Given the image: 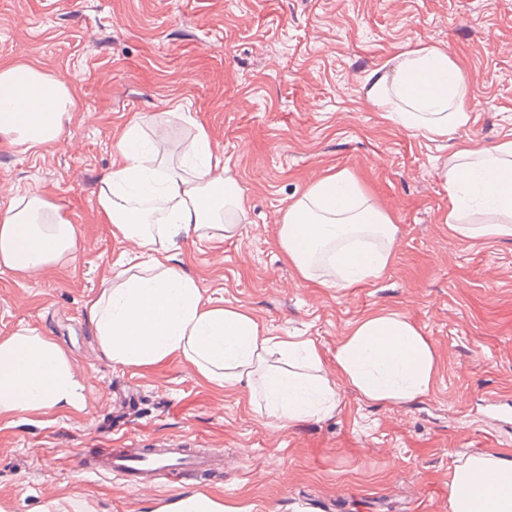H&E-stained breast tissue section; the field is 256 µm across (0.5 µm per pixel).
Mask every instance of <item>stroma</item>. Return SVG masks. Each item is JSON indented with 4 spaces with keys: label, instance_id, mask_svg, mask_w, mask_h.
I'll list each match as a JSON object with an SVG mask.
<instances>
[{
    "label": "stroma",
    "instance_id": "stroma-1",
    "mask_svg": "<svg viewBox=\"0 0 512 512\" xmlns=\"http://www.w3.org/2000/svg\"><path fill=\"white\" fill-rule=\"evenodd\" d=\"M421 42L446 49L469 89V127L434 140L362 88ZM0 63L32 64L74 96L63 147L0 140V211L39 194L80 240L61 264L0 269V340L21 327L50 337L84 392L79 410L0 413V512H166L193 492L239 512H449L453 461L512 451V239L459 237L441 176L464 141L512 139V0H0ZM136 119L149 134L171 120L186 143L202 124L243 190L239 237L169 246L205 301L244 310L267 335L312 340L331 377L357 322L399 313L434 350L431 391L378 403L341 381L329 414L280 423L262 394L216 386L180 357L106 358L88 308L132 247L103 223L98 194ZM342 170L397 235L380 277L339 288L302 278L277 230L310 184ZM131 437L224 456L218 470L137 490L78 469Z\"/></svg>",
    "mask_w": 512,
    "mask_h": 512
}]
</instances>
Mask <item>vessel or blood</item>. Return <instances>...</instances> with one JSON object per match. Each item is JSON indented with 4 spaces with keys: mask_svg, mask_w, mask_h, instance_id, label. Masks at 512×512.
<instances>
[{
    "mask_svg": "<svg viewBox=\"0 0 512 512\" xmlns=\"http://www.w3.org/2000/svg\"><path fill=\"white\" fill-rule=\"evenodd\" d=\"M220 449L198 450L182 444L159 441L153 447L142 448L137 443L122 448H98L81 460L82 470L100 476L121 479L134 489L143 482L153 480L161 472L202 473L220 459Z\"/></svg>",
    "mask_w": 512,
    "mask_h": 512,
    "instance_id": "vessel-or-blood-1",
    "label": "vessel or blood"
}]
</instances>
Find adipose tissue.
Returning <instances> with one entry per match:
<instances>
[{"mask_svg": "<svg viewBox=\"0 0 512 512\" xmlns=\"http://www.w3.org/2000/svg\"><path fill=\"white\" fill-rule=\"evenodd\" d=\"M369 101L404 129L434 139L466 129L468 89L447 52L432 44L400 52L393 67L364 80ZM71 89L26 64H0V137L24 149L59 147L70 120ZM119 161L101 180L99 210L115 236L132 242L111 283L88 313L103 354L146 366L181 357L217 386L258 384L277 421L330 412L337 392L312 341L266 335L234 307H214L196 281L168 265L172 238L232 239L244 211L203 126L190 148L168 131L152 138L132 123L117 142ZM442 176L448 222L463 238L512 237V140L464 145ZM396 226L345 171L320 179L288 205L277 242L303 278L328 286L378 277L389 265ZM76 228L40 195L20 196L0 212V268L37 271L74 256ZM336 374L366 400L404 403L432 388L435 353L397 313L360 320L335 355ZM83 386L59 346L22 327L0 341V413L78 409ZM449 512H512V453L455 460L448 470Z\"/></svg>", "mask_w": 512, "mask_h": 512, "instance_id": "1", "label": "adipose tissue"}]
</instances>
